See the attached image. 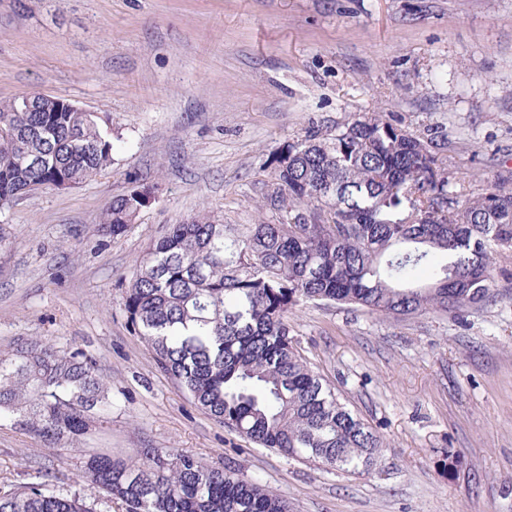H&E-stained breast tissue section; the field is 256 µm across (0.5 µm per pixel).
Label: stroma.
<instances>
[{
    "mask_svg": "<svg viewBox=\"0 0 512 512\" xmlns=\"http://www.w3.org/2000/svg\"><path fill=\"white\" fill-rule=\"evenodd\" d=\"M42 93L95 113L112 163L0 215V353L79 348L109 385L82 447L188 452L292 512H512V251L499 293L461 317L297 307L312 369L384 447L349 474L260 447L198 409L127 322L133 269L169 225L206 211L275 224L271 157L313 128L383 113L431 140L473 193L512 172V0H0V100ZM156 197L100 232L132 181ZM457 456L444 467L446 454ZM80 453L0 420V491L66 488Z\"/></svg>",
    "mask_w": 512,
    "mask_h": 512,
    "instance_id": "stroma-1",
    "label": "stroma"
}]
</instances>
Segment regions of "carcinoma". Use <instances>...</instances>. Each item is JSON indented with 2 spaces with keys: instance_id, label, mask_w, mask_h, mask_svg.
<instances>
[{
  "instance_id": "cac0c4a2",
  "label": "carcinoma",
  "mask_w": 512,
  "mask_h": 512,
  "mask_svg": "<svg viewBox=\"0 0 512 512\" xmlns=\"http://www.w3.org/2000/svg\"><path fill=\"white\" fill-rule=\"evenodd\" d=\"M24 98L0 100L3 212L32 184L83 183L112 161L94 113L22 112ZM271 165L270 205L287 219L241 231L200 212L171 225L136 265L127 322L217 422L289 458L363 474L383 442L296 349L289 315L344 304L458 316L489 302L496 258L512 251V183L464 193L432 143L380 112L311 129ZM144 207L135 188L112 199L101 231L123 235ZM108 405L107 382L82 351L33 342L0 354V418L56 447L89 435ZM102 498L126 512H290L257 482L165 448L134 459L93 451L66 492L25 484L0 492V512H97Z\"/></svg>"
}]
</instances>
